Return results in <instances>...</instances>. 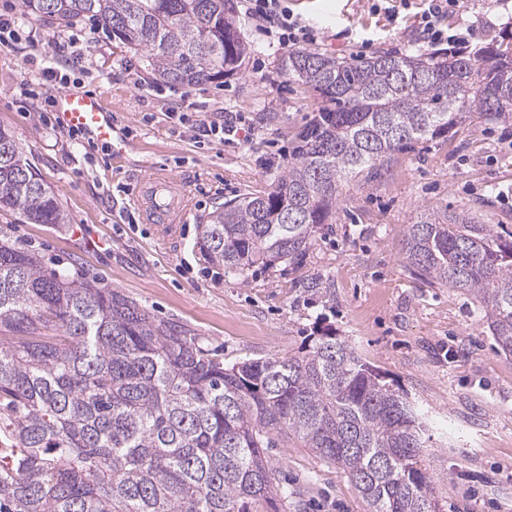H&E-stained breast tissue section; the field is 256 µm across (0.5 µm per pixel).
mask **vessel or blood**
Here are the masks:
<instances>
[{
	"label": "vessel or blood",
	"instance_id": "b4317fda",
	"mask_svg": "<svg viewBox=\"0 0 512 512\" xmlns=\"http://www.w3.org/2000/svg\"><path fill=\"white\" fill-rule=\"evenodd\" d=\"M60 122L85 132L94 141L110 144L114 153H122L113 140L112 110L106 98L96 93L60 92L54 98ZM145 223L159 229L174 230L185 221L191 200L177 181L159 173H148L138 183L133 199Z\"/></svg>",
	"mask_w": 512,
	"mask_h": 512
}]
</instances>
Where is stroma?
Listing matches in <instances>:
<instances>
[{"label": "stroma", "mask_w": 512, "mask_h": 512, "mask_svg": "<svg viewBox=\"0 0 512 512\" xmlns=\"http://www.w3.org/2000/svg\"><path fill=\"white\" fill-rule=\"evenodd\" d=\"M248 46L231 79L193 86L156 77L146 54L108 36L83 46L88 67L66 82L46 84L42 96L22 93L23 80L46 66L37 33L68 56L70 34L93 31L90 21L64 27L23 14L20 0H0L15 37L0 45V126L35 164L68 215L64 224H23L0 215V239L40 256L47 270L67 269L100 288H114L158 319L187 324L225 364L296 353L318 327L350 341L425 421L424 465L437 485L440 512H512V359L498 349L479 302L430 284L403 265L408 224L422 210L472 212L512 236V121L472 122L448 137L394 154L380 175L345 185L331 223L320 225L294 262L274 263L246 277L224 276L204 260L198 227L218 204L270 185L287 165L299 132L316 114L317 99L288 81L281 62L289 49L254 27L235 0ZM283 7L321 37L316 51L351 58L370 52L417 54L419 20L427 0H282ZM476 24L480 49L512 34V0H467L444 27ZM68 89L106 94L126 140L123 165L68 140L45 96ZM220 118L246 116L252 142L198 146L179 134L170 110L182 100ZM187 188L192 208L173 240L151 225L122 222L137 209L125 187L150 167ZM291 495L279 512H366L348 477L308 449L266 451Z\"/></svg>", "instance_id": "35a3bbf8"}]
</instances>
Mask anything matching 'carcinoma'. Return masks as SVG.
<instances>
[{"label": "carcinoma", "instance_id": "1", "mask_svg": "<svg viewBox=\"0 0 512 512\" xmlns=\"http://www.w3.org/2000/svg\"><path fill=\"white\" fill-rule=\"evenodd\" d=\"M21 5L63 25L92 20L148 52L169 83L230 78L247 55L233 0ZM281 69L321 106L285 174L215 207L202 225L201 253L226 275L294 262L344 184L376 175L405 147L476 114L512 120V37L473 57L378 51L352 61L292 50ZM1 212L66 223L0 127ZM402 253L412 273L475 297L512 356V239L469 211L427 210L408 225ZM276 437L341 469L367 512H438L420 413L335 331L287 357L226 366L187 325L0 242V512L274 510L288 497L266 457Z\"/></svg>", "mask_w": 512, "mask_h": 512}]
</instances>
